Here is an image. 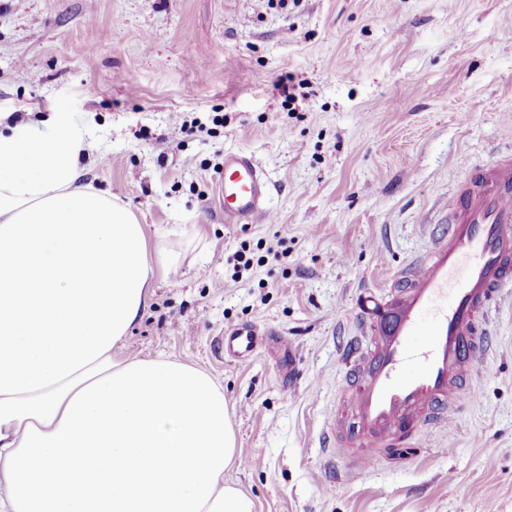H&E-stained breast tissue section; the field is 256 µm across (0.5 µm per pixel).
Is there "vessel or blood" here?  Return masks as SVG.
Returning a JSON list of instances; mask_svg holds the SVG:
<instances>
[{
    "instance_id": "obj_1",
    "label": "vessel or blood",
    "mask_w": 512,
    "mask_h": 512,
    "mask_svg": "<svg viewBox=\"0 0 512 512\" xmlns=\"http://www.w3.org/2000/svg\"><path fill=\"white\" fill-rule=\"evenodd\" d=\"M467 172L445 234L402 275L396 296L363 300L349 313L369 331L370 348L360 356L346 351L340 388L352 398L354 423L333 425L324 439L354 469L422 441L475 396L471 369L491 349L488 323L512 286V155ZM219 178L225 223L269 219L274 185L251 153L225 152ZM262 336L252 325L225 331V356L251 358Z\"/></svg>"
}]
</instances>
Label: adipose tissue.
Masks as SVG:
<instances>
[{"label":"adipose tissue","instance_id":"1","mask_svg":"<svg viewBox=\"0 0 512 512\" xmlns=\"http://www.w3.org/2000/svg\"><path fill=\"white\" fill-rule=\"evenodd\" d=\"M87 129L0 113V512H254L224 392L115 350L146 309L142 224L85 181Z\"/></svg>","mask_w":512,"mask_h":512}]
</instances>
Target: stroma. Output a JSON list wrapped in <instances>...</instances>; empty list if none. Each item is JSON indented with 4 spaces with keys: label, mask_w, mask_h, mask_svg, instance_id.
Segmentation results:
<instances>
[{
    "label": "stroma",
    "mask_w": 512,
    "mask_h": 512,
    "mask_svg": "<svg viewBox=\"0 0 512 512\" xmlns=\"http://www.w3.org/2000/svg\"><path fill=\"white\" fill-rule=\"evenodd\" d=\"M1 112L86 126L88 181L177 261L116 354L221 386L241 450L224 478L255 512H512V287L447 429L364 472L320 446L349 405L347 312L446 231L464 161L512 151V0H0ZM237 149L275 184L269 222L224 221ZM242 324L266 331L258 354L219 355Z\"/></svg>",
    "instance_id": "1"
}]
</instances>
